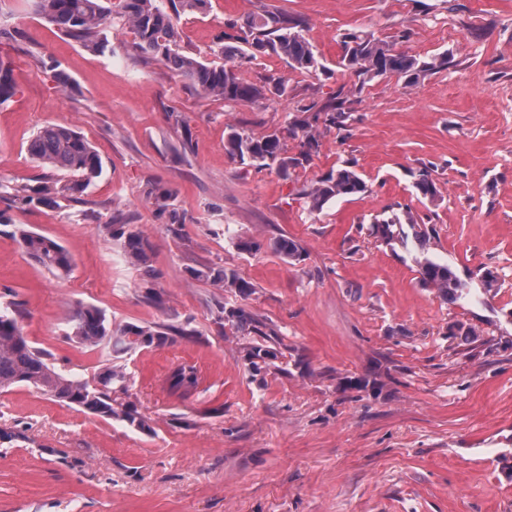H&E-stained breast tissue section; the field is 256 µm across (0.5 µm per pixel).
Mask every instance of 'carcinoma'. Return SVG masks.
Returning a JSON list of instances; mask_svg holds the SVG:
<instances>
[{"label":"carcinoma","mask_w":512,"mask_h":512,"mask_svg":"<svg viewBox=\"0 0 512 512\" xmlns=\"http://www.w3.org/2000/svg\"><path fill=\"white\" fill-rule=\"evenodd\" d=\"M32 9L41 18L54 25L70 39L94 51L105 52L108 42L99 38L101 26L118 21L130 28L135 36L133 48L139 57L150 58L168 68L185 84L207 96L219 97L227 104H254L265 98L266 87L244 81L238 73L236 60L273 53L288 63L294 71L326 74V67L315 47L305 38L301 24L279 11L264 10L246 16L242 22L230 24L233 34H224L219 53L224 63H204L181 53L177 47V22L181 15L201 12L208 0H169L171 12L163 11L157 0H30ZM341 54L336 68L358 79L362 87L375 78L395 76L406 87L416 85L427 74L447 68L444 54L421 59L405 51H398L388 42L362 30L340 34ZM16 94L11 70L0 62V105ZM345 100L338 96L307 116L294 115L289 119V134L298 140L299 151L288 155L287 145L280 133L273 131L262 137H253L234 126L228 127L224 138V152L233 161L257 169L275 168L283 177L290 169L308 160L319 147L321 130L344 124ZM28 153L33 160L69 177L68 183L58 187L45 183L32 193L0 183V198H16L26 204H46L61 192L79 193L98 177L102 163L91 144L78 131L62 125H47L32 138ZM414 188L422 199L434 201L439 189L426 169L418 171ZM367 191V184L355 163L344 162L317 179L304 193L312 211H320L332 200L353 197ZM408 223L418 226L411 211L393 213L376 221L382 239L391 241L394 228ZM112 239H121L126 261L144 269L142 282L147 294L160 272L148 264V240L143 231L117 219L103 225ZM23 251L41 267L66 276L72 269L70 253L58 242L43 234L24 228L16 230ZM271 248L291 261L301 257L298 244L280 237ZM420 281L439 295L455 302L465 295L466 285L448 264L424 260L420 264ZM196 279H211L226 288L245 295L251 285L225 270H191ZM22 314L13 303L0 304V390L25 385L50 399L75 407L88 414L110 419L118 417L142 431L150 430L148 418L130 401H121L116 393L128 392L124 385L125 372L118 365L107 363L90 379L58 369L48 354L34 347L24 335ZM219 319L231 327L245 331L258 330L253 314L242 306H220ZM68 338L86 348H107L119 355L141 347L162 345L174 337L195 335L186 327L163 325H125L112 330L103 310L92 305H80L68 319ZM200 376L192 366H181L169 377L170 389L191 391L198 387Z\"/></svg>","instance_id":"1"}]
</instances>
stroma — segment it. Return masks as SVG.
Segmentation results:
<instances>
[{"mask_svg":"<svg viewBox=\"0 0 512 512\" xmlns=\"http://www.w3.org/2000/svg\"><path fill=\"white\" fill-rule=\"evenodd\" d=\"M267 8L301 21L329 67L347 29L424 59L447 54L448 67L410 88L387 77L357 92L352 77L264 55L240 60V77L285 79L286 93L227 105L135 59L129 29L105 25L109 47L98 54L22 0H0V25L13 33L0 38V61L17 86L0 105V181L58 180L27 152L49 124L79 131L103 165L56 206L0 201V304H21L25 336L58 367L89 378L115 360L151 421L142 432L25 386L0 392V429L14 435L0 440V512H512V0H209L205 13L182 15L179 49L215 61L226 23ZM342 86L344 127L325 132L289 177L225 154L228 127L287 132L293 114ZM345 161L366 192L309 212L302 188ZM423 167L440 188L432 203L413 188ZM161 187L174 193L178 223L154 205ZM399 205L425 241L377 234L375 219ZM118 212L149 240L161 272L154 296L122 241L101 232ZM19 227L64 246L70 274L31 260ZM281 236L300 260L271 250ZM244 241L261 248L242 250ZM427 259L451 265L467 298L425 287ZM193 267L232 271L252 291L191 279ZM225 303L255 314L260 332L224 325ZM81 304L116 327L195 334L116 358L68 340ZM253 346L273 353L258 372ZM181 364L202 377L186 395L167 382Z\"/></svg>","mask_w":512,"mask_h":512,"instance_id":"obj_1","label":"stroma"}]
</instances>
